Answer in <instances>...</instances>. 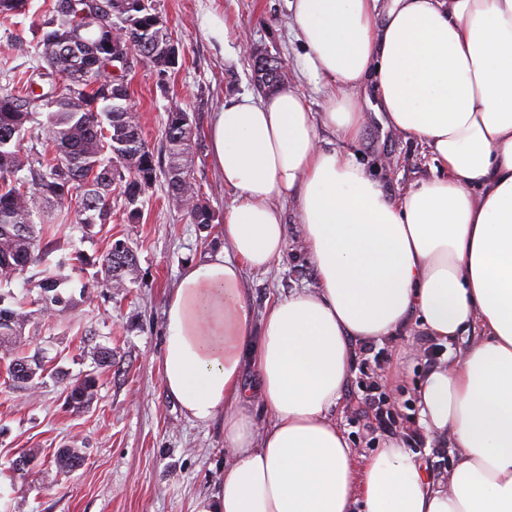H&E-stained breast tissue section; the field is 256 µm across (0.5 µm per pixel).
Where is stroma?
Segmentation results:
<instances>
[{
  "instance_id": "obj_1",
  "label": "stroma",
  "mask_w": 512,
  "mask_h": 512,
  "mask_svg": "<svg viewBox=\"0 0 512 512\" xmlns=\"http://www.w3.org/2000/svg\"><path fill=\"white\" fill-rule=\"evenodd\" d=\"M51 2L28 0L26 14L0 18V71L41 65L39 24ZM152 3L179 47V66L162 81L152 70L135 65L129 75L130 103L148 143L157 150L167 110L177 106L189 113L198 130L191 175L213 222L206 229L189 223L169 198L162 175L147 190L137 221L129 220L123 198L116 195L109 223L84 229L57 222L46 262L62 261L78 249L87 263L63 288L69 305L52 315L34 310L25 327L26 350L40 354L49 372L43 383L28 389L10 386L6 363L0 360V512H191L198 495L215 490L230 459L221 421H190L162 383L167 298L186 265L222 245L224 212L234 197L210 157L208 127L222 103L257 94L253 65L263 53L281 59L288 72L286 86L298 89L312 111H322L325 97L304 72V49L290 27L288 0ZM210 10L222 12L227 20L224 46L212 44L201 28ZM360 105L368 120L351 150L388 193L400 196L431 175L433 162L423 145L384 128L376 99L361 100ZM285 218L288 239L282 259L269 273L245 275L257 322L269 302L314 283L294 205H286ZM118 239L137 255L135 281L113 290L94 287L98 259ZM432 343L416 329L359 348L336 409V421L357 463H364L387 439L356 412L372 389L389 405L396 436L417 453L430 476L453 466L456 449L429 434L420 444L412 438L419 428L416 386L433 367L427 353ZM101 346L112 349L114 362L99 371L94 354ZM56 370L71 377L97 371L94 397L81 412L66 408L63 386L52 376ZM60 448L85 453L84 465L73 475L56 470L53 455ZM23 452L35 463L19 476L9 466Z\"/></svg>"
}]
</instances>
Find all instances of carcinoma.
Returning a JSON list of instances; mask_svg holds the SVG:
<instances>
[{
  "mask_svg": "<svg viewBox=\"0 0 512 512\" xmlns=\"http://www.w3.org/2000/svg\"><path fill=\"white\" fill-rule=\"evenodd\" d=\"M101 16L97 29L88 27L82 14L83 0H52L43 26L42 58L47 64L33 77L4 74L0 83V285L10 283L42 261L36 241L49 233L56 217H43L44 207L55 206L59 215L74 218L83 227L105 224L112 213V187L124 197L129 216L140 217L139 203L157 178L158 161L143 135L139 117L129 104L128 74L131 64L113 71L106 57L113 37L122 32L132 47L131 60L146 64L165 81L175 72L166 65L164 47L173 41L167 22L149 0H129L117 9L113 0H95ZM257 85L270 87L286 78L282 61L269 55L254 67ZM38 122L35 139L43 148L24 149L25 125ZM197 129L186 110L167 112L162 147L168 158L165 177L176 202L190 223L207 226L213 215L199 199L191 177L193 143ZM40 222H35V219ZM65 263L44 266L37 302L53 313L67 307L60 287L68 280L61 274ZM137 268L135 251L116 241L101 256L100 288H125ZM27 298L12 308L0 307V348L9 352L6 374L21 389L44 379L45 366L22 348L18 336L29 322ZM67 397L80 396L69 404L79 412L89 403L96 387L92 374L66 379Z\"/></svg>",
  "mask_w": 512,
  "mask_h": 512,
  "instance_id": "obj_1",
  "label": "carcinoma"
}]
</instances>
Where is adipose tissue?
<instances>
[{
  "label": "adipose tissue",
  "instance_id": "adipose-tissue-1",
  "mask_svg": "<svg viewBox=\"0 0 512 512\" xmlns=\"http://www.w3.org/2000/svg\"><path fill=\"white\" fill-rule=\"evenodd\" d=\"M289 8L327 106L281 87L214 113L212 158L235 194L224 247L186 267L165 309L163 385L190 420L223 418L231 456L192 512H512V0ZM367 88L385 128L435 164L399 197L345 148ZM287 201L315 283L257 324L244 274L280 260ZM415 329L446 345L477 334L417 386L420 425L458 450L436 480L395 437L357 467L336 422L358 345Z\"/></svg>",
  "mask_w": 512,
  "mask_h": 512
}]
</instances>
